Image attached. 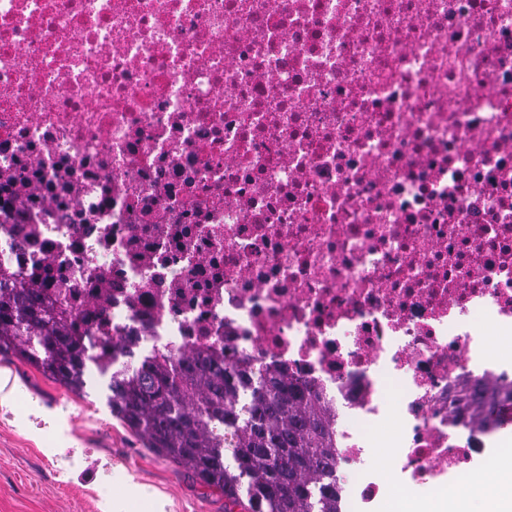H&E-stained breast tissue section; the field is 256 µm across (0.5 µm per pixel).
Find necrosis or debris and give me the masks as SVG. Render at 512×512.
<instances>
[{"label": "necrosis or debris", "instance_id": "4bbe7bcc", "mask_svg": "<svg viewBox=\"0 0 512 512\" xmlns=\"http://www.w3.org/2000/svg\"><path fill=\"white\" fill-rule=\"evenodd\" d=\"M0 262L314 380L342 512L391 418L409 484L477 493L448 399L512 384V0H0Z\"/></svg>", "mask_w": 512, "mask_h": 512}]
</instances>
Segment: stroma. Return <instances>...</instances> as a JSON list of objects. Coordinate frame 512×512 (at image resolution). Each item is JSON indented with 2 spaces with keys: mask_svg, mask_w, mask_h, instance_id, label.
<instances>
[{
  "mask_svg": "<svg viewBox=\"0 0 512 512\" xmlns=\"http://www.w3.org/2000/svg\"><path fill=\"white\" fill-rule=\"evenodd\" d=\"M1 370L19 392L11 410L0 408V512H100L99 491L117 470L166 494L168 512H224L223 495L157 460L112 417L103 378L78 395L14 358L0 357Z\"/></svg>",
  "mask_w": 512,
  "mask_h": 512,
  "instance_id": "35a3bbf8",
  "label": "stroma"
}]
</instances>
